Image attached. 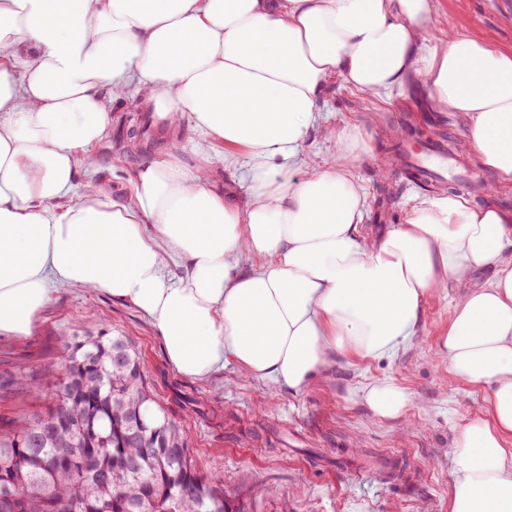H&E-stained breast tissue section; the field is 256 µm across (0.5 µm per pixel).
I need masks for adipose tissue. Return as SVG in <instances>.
I'll list each match as a JSON object with an SVG mask.
<instances>
[{"label": "adipose tissue", "instance_id": "adipose-tissue-1", "mask_svg": "<svg viewBox=\"0 0 512 512\" xmlns=\"http://www.w3.org/2000/svg\"><path fill=\"white\" fill-rule=\"evenodd\" d=\"M434 3L0 0V335H30L51 282L65 281L148 316L182 376L232 363L300 391L337 353L393 352L429 296L466 282L441 345L449 377L482 390L483 407L450 450L448 512H512V211L425 195L371 242L350 170L361 130L328 132L332 159L299 153L332 81L390 100L419 75L466 122L463 150L512 187V50L467 33L428 40ZM132 96L160 103L169 127L189 118L244 147V200L226 199L209 165L184 166L174 143L138 174L132 201L88 182L61 206L79 151L103 138L111 102ZM179 259L174 281L165 271ZM485 267L491 279L473 280ZM362 399L389 419L408 403L390 381Z\"/></svg>", "mask_w": 512, "mask_h": 512}]
</instances>
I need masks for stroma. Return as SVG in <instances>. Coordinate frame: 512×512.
Returning <instances> with one entry per match:
<instances>
[{"label":"stroma","instance_id":"stroma-1","mask_svg":"<svg viewBox=\"0 0 512 512\" xmlns=\"http://www.w3.org/2000/svg\"><path fill=\"white\" fill-rule=\"evenodd\" d=\"M464 31L512 50V0H436L427 26L433 41ZM407 103L363 102L333 81L324 97L321 124L301 145L305 154L331 157L336 146L321 129L355 124L365 132L352 173L368 203L365 230L381 238L404 223L415 197L453 192L474 204L492 203L512 211V188L493 190V173L475 157L479 187L452 179L417 180L408 173L405 149L442 139L458 147L467 135L463 119L438 111L421 77L406 86ZM149 115L157 141L131 145L128 130ZM182 146L186 166L209 162L214 183L230 199L242 198L243 169L224 165V144L203 138L191 120L167 132L152 104L113 103L104 138L80 154L77 183L95 180L119 199L133 193L132 178L162 159L171 139ZM466 288L452 282L430 296L417 334L390 357L363 359L337 355L331 370L306 389L252 379L234 365L204 380L179 375L168 363L151 320L111 295L58 283L53 300L39 314L30 336L0 337V436L51 404L58 363L76 336L131 337L157 401L190 435V454L198 471L224 481L228 498L247 512H448L452 461L449 448L467 417L480 412L482 395L448 377V357L440 338L448 330V311ZM377 380L402 386L407 417H377L361 398Z\"/></svg>","mask_w":512,"mask_h":512}]
</instances>
